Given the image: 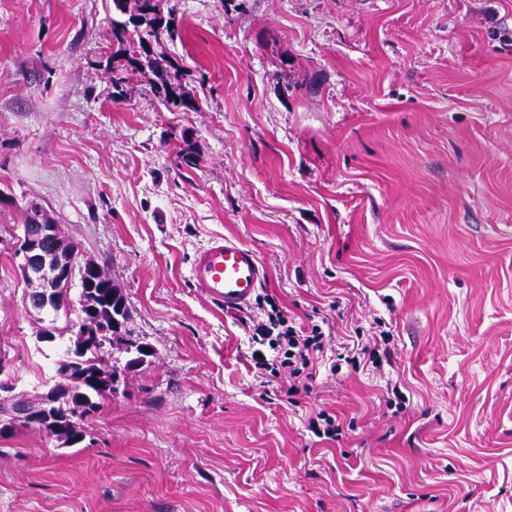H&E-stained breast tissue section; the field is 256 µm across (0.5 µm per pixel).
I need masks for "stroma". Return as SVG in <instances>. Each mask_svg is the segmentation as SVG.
<instances>
[{
    "instance_id": "obj_1",
    "label": "stroma",
    "mask_w": 512,
    "mask_h": 512,
    "mask_svg": "<svg viewBox=\"0 0 512 512\" xmlns=\"http://www.w3.org/2000/svg\"><path fill=\"white\" fill-rule=\"evenodd\" d=\"M170 4L154 49L193 112L148 72L113 100L112 0H0L6 376L37 399L74 339L26 310L31 204L154 351L83 443L0 438V512H512V0ZM219 234L266 265L258 297L378 357L261 386L248 324L190 283ZM336 416L325 409H319L308 419V428L321 440H332L336 437Z\"/></svg>"
}]
</instances>
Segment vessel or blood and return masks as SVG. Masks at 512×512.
<instances>
[{
	"instance_id": "vessel-or-blood-1",
	"label": "vessel or blood",
	"mask_w": 512,
	"mask_h": 512,
	"mask_svg": "<svg viewBox=\"0 0 512 512\" xmlns=\"http://www.w3.org/2000/svg\"><path fill=\"white\" fill-rule=\"evenodd\" d=\"M265 275V266L254 250L222 236L199 250L190 268L193 288L228 311L248 306Z\"/></svg>"
}]
</instances>
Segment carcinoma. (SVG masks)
I'll return each mask as SVG.
<instances>
[{
	"instance_id": "obj_1",
	"label": "carcinoma",
	"mask_w": 512,
	"mask_h": 512,
	"mask_svg": "<svg viewBox=\"0 0 512 512\" xmlns=\"http://www.w3.org/2000/svg\"><path fill=\"white\" fill-rule=\"evenodd\" d=\"M173 10L165 11L162 0H112V18L107 36L116 46L113 57H121L134 70L147 69L157 78L153 93L165 105L184 111L197 110V101L185 90L187 74L172 62L155 54L152 41L162 33L175 32ZM91 283H81L77 315L78 323L91 317L89 308H98L96 319L103 331L111 333L112 346H121L128 355L124 369L135 370L147 362L149 350L139 345L127 347L125 337L134 334L126 298L120 288L100 271L89 273ZM104 346L87 340L84 345L68 349L66 357L59 361L56 373L60 378L50 391H63L64 406L58 407L61 426L48 434L61 436L72 443L82 435L79 422L71 420L75 413L96 415L112 400V394L104 387V376L109 370L103 367Z\"/></svg>"
}]
</instances>
